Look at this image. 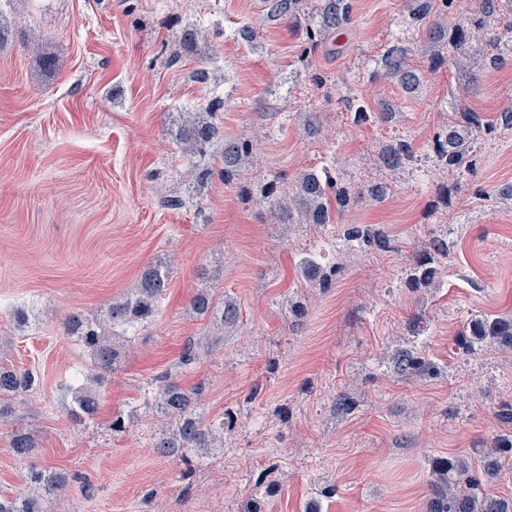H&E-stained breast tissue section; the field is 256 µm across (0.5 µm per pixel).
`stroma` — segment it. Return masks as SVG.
I'll use <instances>...</instances> for the list:
<instances>
[{"label":"stroma","mask_w":512,"mask_h":512,"mask_svg":"<svg viewBox=\"0 0 512 512\" xmlns=\"http://www.w3.org/2000/svg\"><path fill=\"white\" fill-rule=\"evenodd\" d=\"M405 0H355L349 46L321 48L297 71L292 28L264 20L263 0H5L0 26V361L32 370L38 387L17 403V427L37 443L34 463L72 476L44 512H240L259 494L263 512H424L435 462L473 456L495 438L512 440L497 410L512 404V353L458 347L466 324L512 313V132L480 148L475 173L440 200L445 179L429 151L453 99L493 120L512 106V61L478 70L471 90L452 66L427 77L423 94L363 73L357 92L370 107L389 102V121L358 123L338 102L342 81L386 42ZM202 22L206 51L221 67L195 80L199 57L171 67L173 34ZM237 22L256 27L261 48L226 39ZM322 86H315L314 77ZM223 103L228 136L254 137L263 175L321 168L335 147L351 186L381 178V142L406 134L414 162L384 201L360 204L344 222L374 224L390 242L363 254L326 251L340 265L331 287L302 279L296 261L312 232L280 224L213 178L198 202L174 209L193 175L173 141L181 107ZM319 117L324 134L308 137ZM451 230L455 247L441 285L407 276L414 245ZM168 263L158 315L127 346L99 386L93 420L68 412L71 376L92 373L88 356L61 328L71 311L93 313L119 300L151 262ZM236 301L237 325L181 387L204 388L211 418L225 408L239 422L190 479L157 457L149 435L161 418L138 413L111 429L143 383L174 364L185 344L215 332L190 304L199 285ZM37 322L17 328L14 309ZM421 345L443 367L409 378L394 362ZM347 409H338L339 399Z\"/></svg>","instance_id":"1"}]
</instances>
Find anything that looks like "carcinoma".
Returning a JSON list of instances; mask_svg holds the SVG:
<instances>
[{"instance_id":"obj_1","label":"carcinoma","mask_w":512,"mask_h":512,"mask_svg":"<svg viewBox=\"0 0 512 512\" xmlns=\"http://www.w3.org/2000/svg\"><path fill=\"white\" fill-rule=\"evenodd\" d=\"M456 0H405L403 14L394 22L395 33L380 52L365 64L395 83L407 94L422 92L426 72L411 64L416 41L427 57L429 70L450 63L464 74L471 68L468 58L480 56L485 69H497L512 59V0H475L473 13L452 18ZM265 20L286 23L299 32L298 59L308 61L327 40L343 34L353 23L351 0H265ZM203 25L188 23L174 36V49L168 60L176 65L188 54L201 50ZM228 37L249 51L260 47L256 28L242 24L228 31ZM345 83L342 102L356 108L355 117L364 121L369 113L358 105L356 86ZM454 121L443 124L430 141L439 170L453 178L452 186L477 168L476 149L481 141L496 138L499 129L512 131V109L486 122L460 99L452 102ZM174 142L180 152L191 159L193 175L203 186L214 177L237 190L245 203L267 207L280 224H306L324 230L336 223L346 210L365 200L383 201L391 188L388 181L374 180L361 188H350L338 177L304 170L293 178L275 176L245 184V168L257 164L254 139L247 135L224 136L218 113L201 107L179 113ZM414 161L407 138H396L380 145L376 156L378 168L392 176L405 173ZM385 232L373 224L343 225L342 241L351 250L365 251L384 242ZM453 242L448 237H433L412 251L409 257L410 280L431 287L440 281L442 260L448 258ZM301 277L328 286L336 280L339 268L325 267L312 253L299 261ZM168 265L159 260L148 264L136 287L120 300L94 316L74 312L67 316L64 329L88 353L91 364L101 372L113 371L120 349L134 341L139 330L155 316L157 304L168 282ZM194 312L209 315L221 324H234L239 317L236 303L216 299L207 285L198 287L191 300ZM222 337H205L190 342L179 357V367L192 369ZM491 345L512 351V315H481L471 320L459 347L466 355H475ZM397 370L408 377L432 378L440 366L420 347L404 352L397 360ZM35 374L29 369L0 365V426L15 418L14 400L34 389ZM203 388L184 389L174 382L142 390L139 404L155 409L167 421L155 433L152 448L161 458H175L185 465L182 478H188L194 464L210 448H224V431L238 424L237 413L224 409L221 423L208 421L202 402ZM100 406L99 394L81 384L71 392L70 415L92 419ZM509 447L502 439L486 445L476 462L464 455L448 457L430 473L432 491L427 512H512V502L490 490L509 462L498 457L496 449ZM9 448L21 462L29 461L35 441L33 436L15 429L9 433ZM67 473L49 467L29 465L26 481L30 486L55 495L68 485ZM0 512H40L39 499L23 492L0 495Z\"/></svg>"}]
</instances>
